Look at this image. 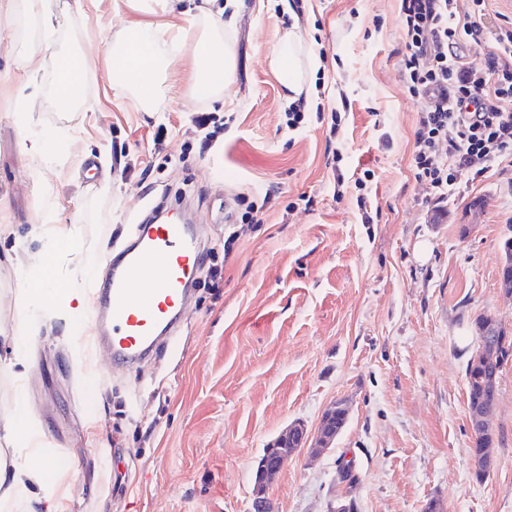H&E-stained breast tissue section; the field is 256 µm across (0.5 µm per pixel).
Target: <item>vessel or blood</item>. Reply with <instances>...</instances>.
<instances>
[{
    "instance_id": "b4317fda",
    "label": "vessel or blood",
    "mask_w": 512,
    "mask_h": 512,
    "mask_svg": "<svg viewBox=\"0 0 512 512\" xmlns=\"http://www.w3.org/2000/svg\"><path fill=\"white\" fill-rule=\"evenodd\" d=\"M204 251L201 228L188 223L181 203L170 205L165 220L134 226L91 289V320L113 364L145 362L178 335Z\"/></svg>"
}]
</instances>
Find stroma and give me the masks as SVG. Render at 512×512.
<instances>
[{"label":"stroma","mask_w":512,"mask_h":512,"mask_svg":"<svg viewBox=\"0 0 512 512\" xmlns=\"http://www.w3.org/2000/svg\"><path fill=\"white\" fill-rule=\"evenodd\" d=\"M239 4L223 104L167 95L145 112L106 76L107 50L137 16L127 0H59L50 36L25 0H0V415L20 396L30 411L13 436L0 431V448L43 433L32 464L60 512H252L267 445L296 421L315 432L343 401L349 416L332 447L290 460L271 485L277 512L340 501L357 512H512V363L493 419L498 465L481 482L465 378L479 317L512 337L500 248L512 237V162L462 174L442 201L416 178L426 105L406 89L399 0H299L293 18L282 0ZM295 18L320 66L291 130L267 56ZM47 36L51 52L21 69ZM65 54L88 64L83 99L66 110L49 82ZM334 109L333 139L316 114ZM201 111L231 119L204 156L190 123ZM31 130L46 136L43 159L25 148ZM242 193L263 202L259 223H229ZM178 197L206 226L224 278L197 288L175 351L117 370L73 322L22 310L15 266L44 249L36 225L81 239V253L60 259L62 279L81 287L83 267L104 272L129 224ZM22 320L29 343L18 359L11 336ZM60 457L65 465L45 470Z\"/></svg>","instance_id":"35a3bbf8"}]
</instances>
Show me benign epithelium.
Masks as SVG:
<instances>
[{"label":"benign epithelium","instance_id":"obj_1","mask_svg":"<svg viewBox=\"0 0 512 512\" xmlns=\"http://www.w3.org/2000/svg\"><path fill=\"white\" fill-rule=\"evenodd\" d=\"M478 363L487 370H498L504 363L502 346L492 340L480 343ZM496 404H474L468 407L469 425L472 436L486 443L493 442L492 418ZM349 415L348 407L338 402L322 416L311 450L319 454L329 448L336 440L339 429L336 427V416ZM307 445L306 431L300 425H294L280 435L266 450L258 461L254 479L253 512H273L271 498L267 494L269 483L283 470L290 457L300 452ZM472 471L478 477L489 475L497 465L491 448H474L471 452Z\"/></svg>","mask_w":512,"mask_h":512}]
</instances>
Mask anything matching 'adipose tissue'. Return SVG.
<instances>
[{
    "instance_id": "ef3b65f1",
    "label": "adipose tissue",
    "mask_w": 512,
    "mask_h": 512,
    "mask_svg": "<svg viewBox=\"0 0 512 512\" xmlns=\"http://www.w3.org/2000/svg\"><path fill=\"white\" fill-rule=\"evenodd\" d=\"M167 19L160 24L141 20L126 22L114 45L107 51L106 74L113 88L133 93L143 111H151L153 100L162 85L179 89L181 96H195L201 86H208L209 97L223 101L235 70V49L224 30L228 23L221 13L203 8L194 0H157ZM194 41H187V34ZM220 46L221 56H214L212 46ZM270 69L288 91L289 100L306 93L317 57L306 50L298 23L279 38L268 58ZM39 231L47 237L43 252L21 264L19 274L24 297L32 303L75 315V305L84 301L77 289L58 281L56 255L60 250L80 251L72 233L48 224ZM31 449L15 448L0 459V490L8 496H22L29 486L38 483L39 472L31 463Z\"/></svg>"
}]
</instances>
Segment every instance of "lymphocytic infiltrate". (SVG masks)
Segmentation results:
<instances>
[{"mask_svg":"<svg viewBox=\"0 0 512 512\" xmlns=\"http://www.w3.org/2000/svg\"><path fill=\"white\" fill-rule=\"evenodd\" d=\"M488 0L458 19L454 0H400L406 88L424 97L412 165L435 195L453 194L462 173L481 175L512 157V22L500 26L482 60L450 53L479 40Z\"/></svg>","mask_w":512,"mask_h":512,"instance_id":"f902f5d3","label":"lymphocytic infiltrate"}]
</instances>
